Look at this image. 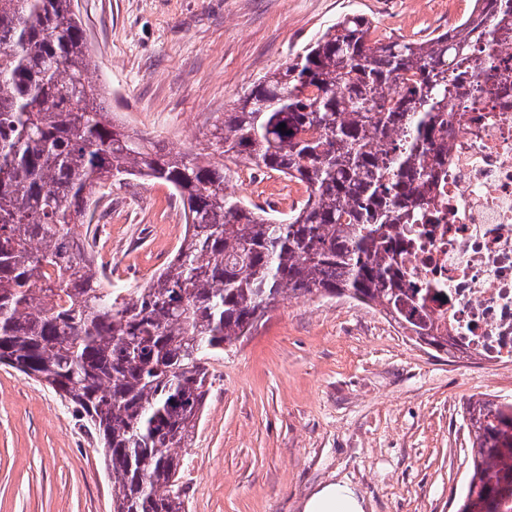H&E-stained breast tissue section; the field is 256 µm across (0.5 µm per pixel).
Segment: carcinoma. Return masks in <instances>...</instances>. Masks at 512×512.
<instances>
[{"label": "carcinoma", "mask_w": 512, "mask_h": 512, "mask_svg": "<svg viewBox=\"0 0 512 512\" xmlns=\"http://www.w3.org/2000/svg\"><path fill=\"white\" fill-rule=\"evenodd\" d=\"M512 31V0H474L425 40L370 39L347 15L253 84L199 151L159 146L112 120L74 0H0V365L45 383L101 445L112 512H185L172 449L187 447L208 365L279 301L314 293L380 308L415 343L450 352L448 326H417L397 266L398 224L426 201L436 133L481 54ZM402 79L405 90H388ZM285 130H279L280 124ZM305 187L284 217L224 191V160ZM162 182L186 233L144 287H112L91 224L102 187ZM464 498L512 512V404L478 400Z\"/></svg>", "instance_id": "cac0c4a2"}]
</instances>
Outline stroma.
Instances as JSON below:
<instances>
[{"label":"stroma","mask_w":512,"mask_h":512,"mask_svg":"<svg viewBox=\"0 0 512 512\" xmlns=\"http://www.w3.org/2000/svg\"><path fill=\"white\" fill-rule=\"evenodd\" d=\"M473 0H75L116 121L167 149H201L243 91L347 14L420 38ZM100 206L96 250L133 288L173 255L168 187L129 181ZM212 387L178 449L186 512H301L347 480L367 512H457L465 408L512 402V372L419 346L378 308L312 294L277 303L210 361ZM103 455L74 409L0 366V512H112Z\"/></svg>","instance_id":"1"}]
</instances>
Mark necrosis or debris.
<instances>
[{
    "label": "necrosis or debris",
    "mask_w": 512,
    "mask_h": 512,
    "mask_svg": "<svg viewBox=\"0 0 512 512\" xmlns=\"http://www.w3.org/2000/svg\"><path fill=\"white\" fill-rule=\"evenodd\" d=\"M500 67L480 103L462 97L438 136L428 204L403 233L406 288L448 314L455 352L512 367V38L492 46Z\"/></svg>",
    "instance_id": "necrosis-or-debris-1"
}]
</instances>
